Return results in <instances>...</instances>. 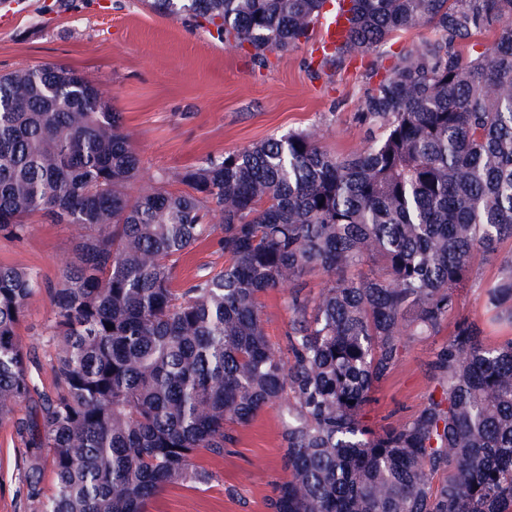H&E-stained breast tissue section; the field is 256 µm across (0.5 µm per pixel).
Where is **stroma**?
<instances>
[{"instance_id": "stroma-1", "label": "stroma", "mask_w": 512, "mask_h": 512, "mask_svg": "<svg viewBox=\"0 0 512 512\" xmlns=\"http://www.w3.org/2000/svg\"><path fill=\"white\" fill-rule=\"evenodd\" d=\"M44 0H23L8 21H0V74L19 68L63 64L100 83L138 152L144 176L167 178L179 189V173L207 157L232 153L273 135L322 129L321 145L334 153L364 148L370 136L362 103L372 69L393 55L434 38L424 27L393 38L378 51L338 67L317 70L314 42L273 53L258 64L248 49L230 47L207 25L161 16L142 0H91L78 9L41 12ZM79 230L69 224L33 219L20 240L0 239V265L28 267L56 283L73 260ZM498 259L476 262L457 315L482 319L480 293L498 271ZM286 289L260 298L262 318L273 343L285 341L290 313ZM53 317L47 293L28 303L18 327L25 349L40 364L44 389L53 386L50 345L45 329ZM432 341L410 343L402 361L374 392L367 407L376 427L415 414L431 390L428 362ZM279 406L263 408L245 427H235L236 443L217 456L197 449L191 463L206 482L166 485L146 512H269L276 484L287 477ZM25 439L13 423L0 424V512H30L22 477Z\"/></svg>"}]
</instances>
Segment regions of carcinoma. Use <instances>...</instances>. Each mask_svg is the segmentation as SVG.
I'll return each mask as SVG.
<instances>
[{"label":"carcinoma","mask_w":512,"mask_h":512,"mask_svg":"<svg viewBox=\"0 0 512 512\" xmlns=\"http://www.w3.org/2000/svg\"><path fill=\"white\" fill-rule=\"evenodd\" d=\"M348 2V40L320 69L439 33L371 72L361 118L379 136L337 155L319 130L290 131L206 158L179 175L187 191L129 193L141 162L121 113L79 72L0 74V238L36 214L85 229L53 285L0 266V422L29 436L31 512H145L165 485L205 480L195 449L224 454L227 425L277 402L288 479L271 512H512V336L483 327L512 331V253L483 288L484 323L458 317L432 349L422 408L379 429L365 412L409 344L442 334L475 259L512 243V0ZM148 3L264 62L308 41L327 0ZM213 236L224 267L176 287L181 257ZM313 274L311 296L298 282ZM285 287L282 352L259 299ZM43 289L51 392L17 335ZM23 401L34 418L15 417Z\"/></svg>","instance_id":"1"}]
</instances>
